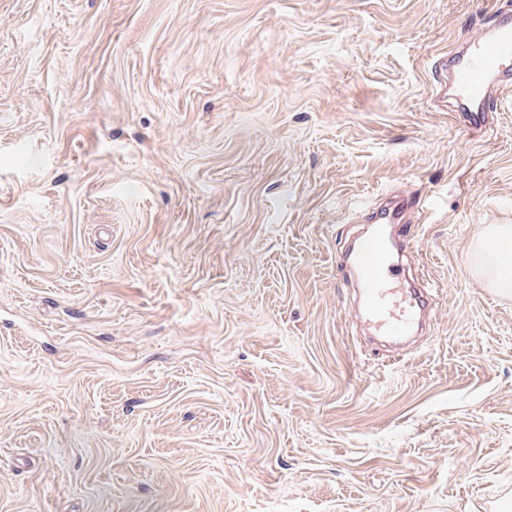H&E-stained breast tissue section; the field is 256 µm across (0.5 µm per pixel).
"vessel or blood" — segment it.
Returning <instances> with one entry per match:
<instances>
[{"label": "vessel or blood", "instance_id": "1", "mask_svg": "<svg viewBox=\"0 0 512 512\" xmlns=\"http://www.w3.org/2000/svg\"><path fill=\"white\" fill-rule=\"evenodd\" d=\"M439 100L452 114H464L473 137H482L491 113L499 111L504 94L512 92V14L495 16L491 27L462 42L452 53L438 54L430 66ZM420 202L409 193L389 195L369 211L376 232L349 255L362 299L363 322L370 335L397 341L411 335L434 302L431 291L406 287L395 258L400 227H412Z\"/></svg>", "mask_w": 512, "mask_h": 512}]
</instances>
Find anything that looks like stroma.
<instances>
[{"instance_id": "1", "label": "stroma", "mask_w": 512, "mask_h": 512, "mask_svg": "<svg viewBox=\"0 0 512 512\" xmlns=\"http://www.w3.org/2000/svg\"><path fill=\"white\" fill-rule=\"evenodd\" d=\"M512 0H0V512H512V99L429 64ZM421 195L431 330L337 267ZM477 258L498 291L512 295V224H492L478 242Z\"/></svg>"}]
</instances>
